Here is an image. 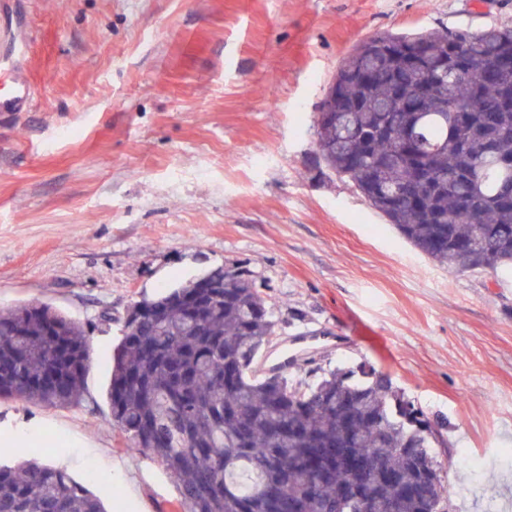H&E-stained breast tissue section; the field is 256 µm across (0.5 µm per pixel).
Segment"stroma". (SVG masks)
Masks as SVG:
<instances>
[{"mask_svg": "<svg viewBox=\"0 0 512 512\" xmlns=\"http://www.w3.org/2000/svg\"><path fill=\"white\" fill-rule=\"evenodd\" d=\"M32 107L0 113V312L44 303L85 332L81 402L0 400V460L51 464L112 512H172L174 478L126 448L106 397L130 307L238 267L299 337L288 369L361 364L421 408L447 512H512V275L448 272L348 179L317 114L380 31H477L512 0H16Z\"/></svg>", "mask_w": 512, "mask_h": 512, "instance_id": "stroma-1", "label": "stroma"}]
</instances>
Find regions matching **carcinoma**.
Wrapping results in <instances>:
<instances>
[{
	"instance_id": "obj_1",
	"label": "carcinoma",
	"mask_w": 512,
	"mask_h": 512,
	"mask_svg": "<svg viewBox=\"0 0 512 512\" xmlns=\"http://www.w3.org/2000/svg\"><path fill=\"white\" fill-rule=\"evenodd\" d=\"M512 22L481 30L378 32L359 44L322 107L336 124L318 132L326 170L351 181L417 250L450 272L512 271ZM497 132L494 151L471 135ZM430 187L405 195L417 172ZM207 272L132 307L113 355L107 396L127 448L146 450L175 477L183 512H357L342 505L355 480L322 466L318 448L376 457L393 477L362 475L376 512H421L422 465L437 463L425 413L372 368L332 369L309 383L252 365L276 321L249 272L224 270L197 318L179 298ZM167 303L146 330L137 310ZM90 361L80 325L47 305L0 315V399L79 402ZM89 476L36 464L0 466V512H107Z\"/></svg>"
}]
</instances>
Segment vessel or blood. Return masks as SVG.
<instances>
[{
  "mask_svg": "<svg viewBox=\"0 0 512 512\" xmlns=\"http://www.w3.org/2000/svg\"><path fill=\"white\" fill-rule=\"evenodd\" d=\"M14 0H0V112L31 108L35 89L21 68L29 48L26 34L18 30Z\"/></svg>",
  "mask_w": 512,
  "mask_h": 512,
  "instance_id": "b4317fda",
  "label": "vessel or blood"
}]
</instances>
